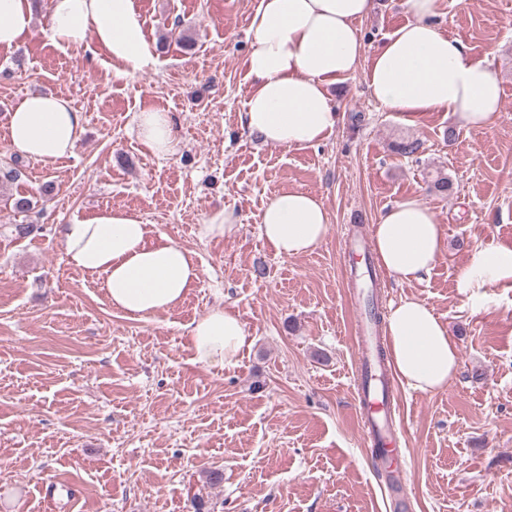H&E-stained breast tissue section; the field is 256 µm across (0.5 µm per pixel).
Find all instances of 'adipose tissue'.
I'll return each instance as SVG.
<instances>
[{
	"label": "adipose tissue",
	"mask_w": 512,
	"mask_h": 512,
	"mask_svg": "<svg viewBox=\"0 0 512 512\" xmlns=\"http://www.w3.org/2000/svg\"><path fill=\"white\" fill-rule=\"evenodd\" d=\"M437 0H406L410 20L388 36L362 66L365 43L359 23L373 0H259L250 23L245 66L253 87L244 103L243 127L273 148L321 142L339 114L330 90L363 70L374 99L412 121L426 112L451 113L481 129L500 110L501 86L487 59L431 20ZM33 0H0V47L28 32ZM48 30L59 46L103 48L125 74L153 67L157 47L147 38L136 0H52ZM82 116L64 97L29 94L17 101L8 125L20 154L41 162L72 155ZM138 140L154 155L174 154L178 134L170 113L146 109L135 116ZM329 210L314 193L273 194L260 215L259 232L280 256L311 252L324 241ZM148 227L133 213L108 208L64 228V259L77 271L101 274L114 308L132 317L169 311L182 303L201 269L183 246L147 242ZM380 266L402 280L430 271L444 246L434 212L415 198L394 203L372 231ZM512 288V247L480 245L459 274V295L485 305L493 287ZM388 353L412 390L445 389L457 371L456 345L433 309L417 298L391 305L385 324ZM192 361L232 366L248 341L239 315L212 306L189 326Z\"/></svg>",
	"instance_id": "ef3b65f1"
}]
</instances>
